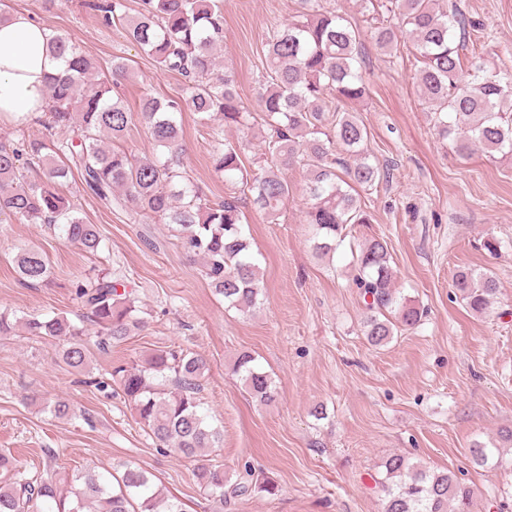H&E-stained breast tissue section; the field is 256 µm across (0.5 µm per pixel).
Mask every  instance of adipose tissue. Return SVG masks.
<instances>
[{
  "label": "adipose tissue",
  "mask_w": 512,
  "mask_h": 512,
  "mask_svg": "<svg viewBox=\"0 0 512 512\" xmlns=\"http://www.w3.org/2000/svg\"><path fill=\"white\" fill-rule=\"evenodd\" d=\"M47 29L25 12L0 18V117L33 119L47 110V75L64 62L51 55Z\"/></svg>",
  "instance_id": "ef3b65f1"
}]
</instances>
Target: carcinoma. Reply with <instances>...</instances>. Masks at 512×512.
<instances>
[{
  "label": "carcinoma",
  "instance_id": "carcinoma-1",
  "mask_svg": "<svg viewBox=\"0 0 512 512\" xmlns=\"http://www.w3.org/2000/svg\"><path fill=\"white\" fill-rule=\"evenodd\" d=\"M110 26L126 25L132 41L160 66L184 79V95L160 99L145 96L141 121L156 146L153 158L138 159L105 145L123 139L132 111L112 91L127 77L123 58H112L110 71L96 66L68 37L50 34L51 51L65 60L62 72L47 78L49 109L36 119L43 138L0 141V214L26 224H43L68 243L96 254L103 237L86 221L79 205L60 186L78 180L81 190L109 206L153 215L178 233L188 253L201 260L202 276L224 305L242 312L257 307L262 294L260 266L243 232L244 214L236 188L250 193L255 208L276 219L285 208L292 187L283 171L302 164L309 171L306 212L309 241L321 257L336 252L337 240L349 224H365L367 215L358 187L380 179L364 146L368 138L362 121L350 112H327V99L347 103L364 93L357 46L361 31L342 16L325 10L322 0H297L296 15L286 24H272L265 33L269 74L259 81L256 105L266 127L261 173L252 175L242 155L247 138L227 141L213 130L215 170L224 175L231 192L211 202L185 176V148L177 115L185 110L204 124L250 129L253 112L245 107L228 72L217 73L213 48L224 40L222 0H139L128 16L127 0H85ZM401 24H381L370 36L382 49L412 37L422 59L418 87L434 103L439 137L455 140L468 157L477 151L512 158V71L485 73L477 58L463 69L462 32L470 25L457 4L447 10L434 0H391ZM19 281L37 287L48 281L51 267L34 245L18 248L13 258ZM354 282L366 305L363 332L373 346H381L395 332L416 327L424 310L394 286V270L385 241L371 239L355 255ZM123 283L100 273L75 283L76 299L96 326V346L106 350L126 341L145 326V311ZM454 287L466 307L484 314L497 294L487 273L457 271ZM21 326L31 336L56 341L57 359L67 368L89 366V343L82 327L68 316L19 315L0 310V334ZM208 362L184 349H160L140 360L112 365L111 381H98L105 390L114 385L135 409L139 423L155 439L158 449L197 462L196 477L205 500L224 512V502L255 490L269 496L278 486L268 478L227 484L224 464L211 457L219 440L199 398ZM234 372L259 403H270L277 388L255 358L241 354ZM56 419L75 416L72 403L56 398L47 405ZM471 463L486 470L506 465L500 447L477 443ZM375 479L382 512H473L474 491L453 471L419 466L400 453L381 463ZM0 512H183L179 501L164 500L149 474L125 463L115 472L81 469L27 477L7 454L0 455Z\"/></svg>",
  "mask_w": 512,
  "mask_h": 512
}]
</instances>
